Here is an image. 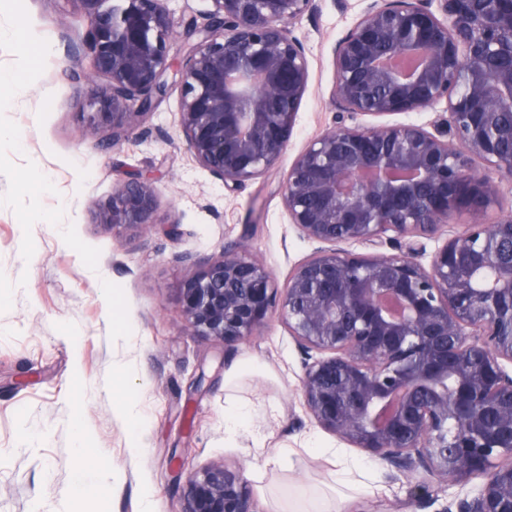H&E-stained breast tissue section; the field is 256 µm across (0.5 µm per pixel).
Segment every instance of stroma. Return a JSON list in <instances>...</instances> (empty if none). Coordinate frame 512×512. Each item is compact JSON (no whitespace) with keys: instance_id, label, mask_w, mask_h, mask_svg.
Segmentation results:
<instances>
[{"instance_id":"35a3bbf8","label":"stroma","mask_w":512,"mask_h":512,"mask_svg":"<svg viewBox=\"0 0 512 512\" xmlns=\"http://www.w3.org/2000/svg\"><path fill=\"white\" fill-rule=\"evenodd\" d=\"M13 20L51 49L0 123V512H182L190 472L214 463L244 468L257 512H286L288 493L306 489L305 508L334 496L319 448L341 442L305 411L302 357L278 314L231 347L189 335L180 287L225 246L248 236L251 254L285 285L315 243L289 222L282 183L307 144L335 124V45L366 0H319L292 33L309 65L308 90L290 145L278 163L230 194L191 156L177 132L180 91L172 89L121 149L91 124L90 101L106 78H91L77 49L86 20L75 0H25ZM154 178L156 223L140 232L97 223L98 203L131 175ZM249 359V376L228 380ZM251 402L266 420L264 447L250 436L224 445V405ZM146 417L143 451L131 455L121 417L128 403ZM99 463L114 466L107 498L78 472L79 429ZM286 446L277 463L266 450ZM385 494L354 512H417L412 484L382 468Z\"/></svg>"}]
</instances>
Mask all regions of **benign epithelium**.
I'll use <instances>...</instances> for the list:
<instances>
[{"mask_svg": "<svg viewBox=\"0 0 512 512\" xmlns=\"http://www.w3.org/2000/svg\"><path fill=\"white\" fill-rule=\"evenodd\" d=\"M91 70L108 79L91 119L120 148L179 76L178 132L196 162L237 192L286 151L309 82L289 25L316 0H211L195 41L174 50L163 0H76ZM336 125L283 183L290 223L320 244L279 289L240 241L181 287L192 336L232 346L276 311L304 354L299 394L317 425L397 476L440 488L483 477L443 512H512V214L485 215L512 180V0H372L334 51ZM444 105L448 119L351 126ZM482 161L484 167L476 165ZM155 180L139 174L97 206V223L149 229ZM477 221L428 264L416 239L451 217ZM396 253H351L340 243ZM183 512H256L243 467L190 474Z\"/></svg>", "mask_w": 512, "mask_h": 512, "instance_id": "7a95c632", "label": "benign epithelium"}]
</instances>
